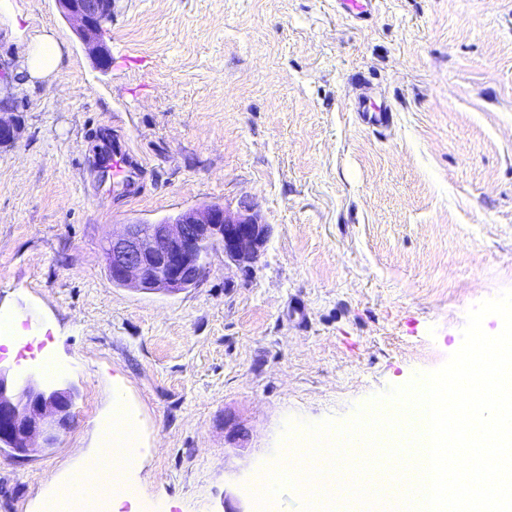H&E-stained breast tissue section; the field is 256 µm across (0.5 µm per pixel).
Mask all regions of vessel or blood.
Returning a JSON list of instances; mask_svg holds the SVG:
<instances>
[{"label": "vessel or blood", "instance_id": "obj_1", "mask_svg": "<svg viewBox=\"0 0 512 512\" xmlns=\"http://www.w3.org/2000/svg\"><path fill=\"white\" fill-rule=\"evenodd\" d=\"M356 109L362 112L366 122L374 127L386 126L389 108L367 99H359ZM92 168L99 185L130 194L135 192L142 174V163L131 151L127 141L120 135H112L101 146L92 161Z\"/></svg>", "mask_w": 512, "mask_h": 512}]
</instances>
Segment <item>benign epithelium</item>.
I'll use <instances>...</instances> for the list:
<instances>
[{
  "instance_id": "1",
  "label": "benign epithelium",
  "mask_w": 512,
  "mask_h": 512,
  "mask_svg": "<svg viewBox=\"0 0 512 512\" xmlns=\"http://www.w3.org/2000/svg\"><path fill=\"white\" fill-rule=\"evenodd\" d=\"M60 13L76 24L78 36L100 68L110 62L104 42L115 0H55ZM22 122L0 101V148H11ZM269 225L249 206L232 212L209 204L154 224H125L108 241L106 254L112 282L137 290L178 293L195 287L204 275L205 259L221 250L238 266L257 260L266 246ZM72 395L30 385L8 388L0 371V447L25 456L35 447L52 448L70 422Z\"/></svg>"
}]
</instances>
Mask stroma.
<instances>
[{
  "label": "stroma",
  "instance_id": "obj_1",
  "mask_svg": "<svg viewBox=\"0 0 512 512\" xmlns=\"http://www.w3.org/2000/svg\"><path fill=\"white\" fill-rule=\"evenodd\" d=\"M44 28L55 77L0 87L24 126L0 151V333L47 335L58 373L8 340L0 371L74 400L56 447L0 449V512H44L119 402L136 512H253L303 423L437 369L467 310L512 289V0H372L367 21L335 0H119L105 69L55 0H0V70ZM101 126L143 164L134 196L94 191ZM209 203L270 224L250 271L217 251L177 294L113 284L112 232ZM356 112H362L365 121L373 127H383L388 124V112H392L387 105H377L365 97H361L356 104Z\"/></svg>",
  "mask_w": 512,
  "mask_h": 512
}]
</instances>
